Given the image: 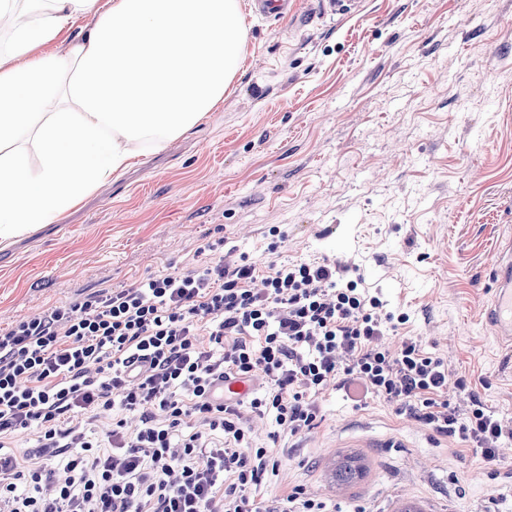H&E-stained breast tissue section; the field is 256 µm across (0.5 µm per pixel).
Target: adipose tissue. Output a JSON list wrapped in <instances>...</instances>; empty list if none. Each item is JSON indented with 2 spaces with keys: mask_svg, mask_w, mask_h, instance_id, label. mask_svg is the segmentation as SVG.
I'll return each instance as SVG.
<instances>
[{
  "mask_svg": "<svg viewBox=\"0 0 512 512\" xmlns=\"http://www.w3.org/2000/svg\"><path fill=\"white\" fill-rule=\"evenodd\" d=\"M246 40L239 0H0V244L215 111Z\"/></svg>",
  "mask_w": 512,
  "mask_h": 512,
  "instance_id": "obj_1",
  "label": "adipose tissue"
}]
</instances>
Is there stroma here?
Here are the masks:
<instances>
[{
  "instance_id": "35a3bbf8",
  "label": "stroma",
  "mask_w": 512,
  "mask_h": 512,
  "mask_svg": "<svg viewBox=\"0 0 512 512\" xmlns=\"http://www.w3.org/2000/svg\"><path fill=\"white\" fill-rule=\"evenodd\" d=\"M242 15L241 68L217 112L135 159L55 223L0 249V330L101 288L215 259L280 255L357 268L406 331L512 421V345L486 321L493 259L512 240V0H362L353 16ZM322 423L277 443L257 492L278 512L304 486L342 512H512V441L497 489L471 450L341 393ZM358 452L348 488L331 470Z\"/></svg>"
}]
</instances>
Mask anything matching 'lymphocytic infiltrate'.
<instances>
[{
    "label": "lymphocytic infiltrate",
    "mask_w": 512,
    "mask_h": 512,
    "mask_svg": "<svg viewBox=\"0 0 512 512\" xmlns=\"http://www.w3.org/2000/svg\"><path fill=\"white\" fill-rule=\"evenodd\" d=\"M340 271L326 260L262 269L222 258L98 290L0 332V512H266L249 492L280 463L249 416L305 434L331 387L357 409L392 406L446 439L449 453L472 449L496 480L512 427L401 333L405 317ZM258 375L264 385L248 403L213 394L219 381ZM104 411L112 427L100 436L92 424ZM22 432L38 452H14Z\"/></svg>",
    "instance_id": "f902f5d3"
}]
</instances>
